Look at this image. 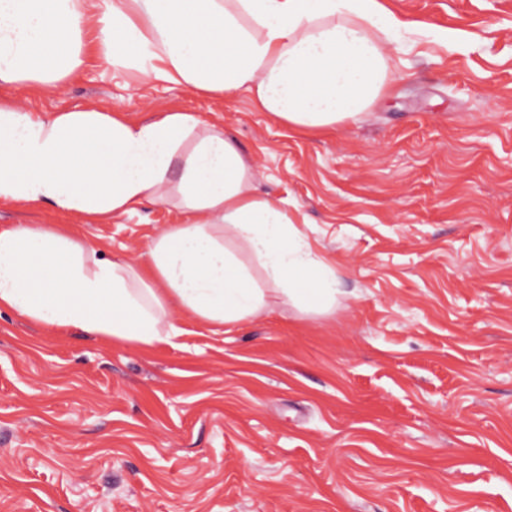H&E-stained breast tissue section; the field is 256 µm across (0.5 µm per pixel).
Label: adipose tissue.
Here are the masks:
<instances>
[{
  "label": "adipose tissue",
  "mask_w": 512,
  "mask_h": 512,
  "mask_svg": "<svg viewBox=\"0 0 512 512\" xmlns=\"http://www.w3.org/2000/svg\"><path fill=\"white\" fill-rule=\"evenodd\" d=\"M401 27L381 0H0V84L58 87L91 29L105 63L196 94L245 93L288 128L324 131L362 120L393 84ZM253 179L223 129L190 112L131 122L0 99V203L92 222L148 204L186 217L136 261L56 226L0 228V309L144 346L179 335L174 308L216 333L282 306L334 315V273Z\"/></svg>",
  "instance_id": "1"
}]
</instances>
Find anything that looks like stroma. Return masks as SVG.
Returning a JSON list of instances; mask_svg holds the SVG:
<instances>
[{"label":"stroma","instance_id":"1","mask_svg":"<svg viewBox=\"0 0 512 512\" xmlns=\"http://www.w3.org/2000/svg\"><path fill=\"white\" fill-rule=\"evenodd\" d=\"M383 3L422 29L370 116L321 133L101 64L92 42L60 88H0L32 112L223 127L341 290L333 316L226 334L177 311L180 336L151 346L1 310L0 512H512V0ZM184 220L0 205V227L129 260Z\"/></svg>","mask_w":512,"mask_h":512}]
</instances>
